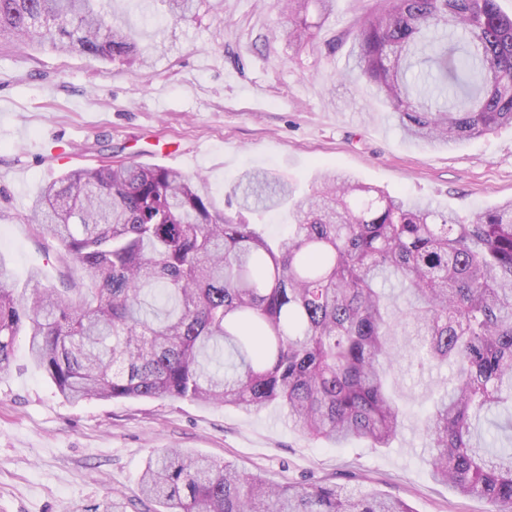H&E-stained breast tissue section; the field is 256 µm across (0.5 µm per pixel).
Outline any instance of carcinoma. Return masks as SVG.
Wrapping results in <instances>:
<instances>
[{
	"instance_id": "cac0c4a2",
	"label": "carcinoma",
	"mask_w": 512,
	"mask_h": 512,
	"mask_svg": "<svg viewBox=\"0 0 512 512\" xmlns=\"http://www.w3.org/2000/svg\"><path fill=\"white\" fill-rule=\"evenodd\" d=\"M175 20L198 0H161ZM334 0H280L288 42L313 36ZM357 77L405 133L453 146L512 125V17L498 0H380L354 34ZM132 64L142 50L102 0H0V42ZM229 216L206 180L136 161L45 185L28 222L84 273L78 301L29 275L5 287L0 373L17 337L72 401L172 398L245 413L284 408L327 445L391 446L405 412L388 386L398 332L420 364L450 368L422 421L432 476L512 512V200L470 220L325 173L309 192L244 171ZM288 210L271 239L245 214ZM139 494L162 512H413L341 484L271 485L182 450L149 459Z\"/></svg>"
}]
</instances>
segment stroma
<instances>
[{
  "label": "stroma",
  "mask_w": 512,
  "mask_h": 512,
  "mask_svg": "<svg viewBox=\"0 0 512 512\" xmlns=\"http://www.w3.org/2000/svg\"><path fill=\"white\" fill-rule=\"evenodd\" d=\"M144 63L122 65L0 45V259L9 282L30 273L66 288L56 242L25 221L49 181L100 161L165 165L206 179L223 202L247 168L287 175L309 191L340 170L391 195L431 202L467 219L512 199V126L452 148L406 136L398 118L346 72L357 22L377 0H335L309 41L274 37L276 0H203L161 32L143 14L161 0H107ZM393 382L408 417L389 448H337L294 432L280 408L244 414L186 400H65L18 341L0 375V512H98L133 498L151 453L181 448L278 483L330 482L405 500L413 512H490L434 480L417 421L445 370L420 367L400 338Z\"/></svg>",
  "instance_id": "obj_1"
}]
</instances>
